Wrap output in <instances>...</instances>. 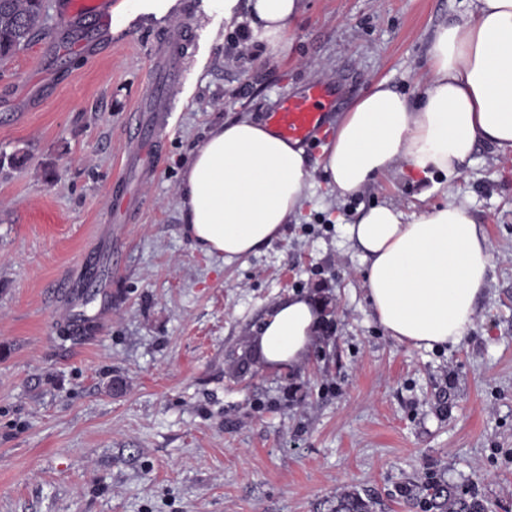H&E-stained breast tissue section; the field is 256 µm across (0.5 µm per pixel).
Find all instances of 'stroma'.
<instances>
[{
    "instance_id": "1",
    "label": "stroma",
    "mask_w": 512,
    "mask_h": 512,
    "mask_svg": "<svg viewBox=\"0 0 512 512\" xmlns=\"http://www.w3.org/2000/svg\"><path fill=\"white\" fill-rule=\"evenodd\" d=\"M0 63V512H317L336 490L383 512L401 486L443 476L512 512V161L481 146L451 195L393 173L337 197L323 147L351 101L386 81L417 99L429 43L474 0H304L287 44H231L224 0H198L182 102L112 221L127 117L150 82L157 23L185 0H112V21H62ZM331 96L306 143L313 187L281 238L225 263L192 245L177 204L191 151L217 124L269 112L312 86ZM486 227L492 260L473 329L411 348L367 300L344 231L359 209L422 214L446 198ZM329 313L303 370L233 373L277 301Z\"/></svg>"
}]
</instances>
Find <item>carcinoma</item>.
Masks as SVG:
<instances>
[{
  "instance_id": "obj_1",
  "label": "carcinoma",
  "mask_w": 512,
  "mask_h": 512,
  "mask_svg": "<svg viewBox=\"0 0 512 512\" xmlns=\"http://www.w3.org/2000/svg\"><path fill=\"white\" fill-rule=\"evenodd\" d=\"M43 0H0V59L25 49L42 27ZM400 496L422 512H489L484 501L464 493L443 478L400 490ZM324 512H375L376 501L355 487L329 497Z\"/></svg>"
}]
</instances>
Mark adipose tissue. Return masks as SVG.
<instances>
[{"instance_id": "obj_1", "label": "adipose tissue", "mask_w": 512, "mask_h": 512, "mask_svg": "<svg viewBox=\"0 0 512 512\" xmlns=\"http://www.w3.org/2000/svg\"><path fill=\"white\" fill-rule=\"evenodd\" d=\"M245 4L256 39L281 46L302 0H224L232 19ZM418 101L375 82L350 104L323 168L338 196L356 195L395 172L452 188L477 144L512 158V0H477L468 19L439 26ZM312 186L304 148L241 116L215 126L191 153L178 204L196 249L232 261L281 237ZM361 251L371 307L398 341L414 348L460 343L473 328L492 245L483 225L456 202L420 215L392 205L359 213L346 227ZM323 305L294 295L273 306L252 338L272 370L307 360Z\"/></svg>"}]
</instances>
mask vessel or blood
I'll return each mask as SVG.
<instances>
[{"label": "vessel or blood", "mask_w": 512, "mask_h": 512, "mask_svg": "<svg viewBox=\"0 0 512 512\" xmlns=\"http://www.w3.org/2000/svg\"><path fill=\"white\" fill-rule=\"evenodd\" d=\"M67 16L89 15L108 22L112 19V0H69ZM185 33L172 32L152 51L154 69L164 75L163 86L152 88L140 101L137 111L129 116V138L141 145L162 138L166 115L176 102V91L186 54ZM328 100L322 89L314 87L306 93L284 101L269 119L284 137L304 142L318 133L325 123Z\"/></svg>", "instance_id": "1"}]
</instances>
